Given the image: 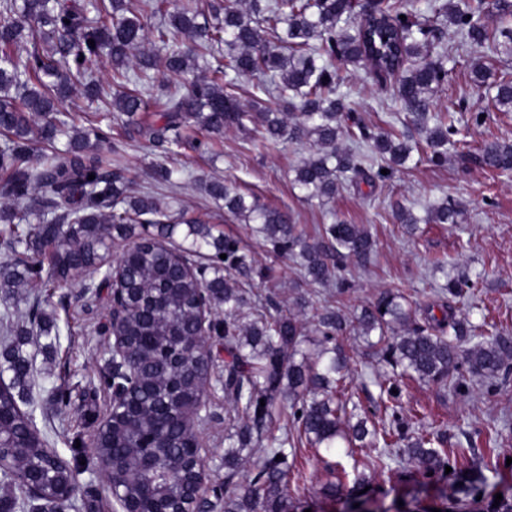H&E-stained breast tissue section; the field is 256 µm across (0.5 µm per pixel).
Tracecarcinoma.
<instances>
[{
	"label": "carcinoma",
	"mask_w": 512,
	"mask_h": 512,
	"mask_svg": "<svg viewBox=\"0 0 512 512\" xmlns=\"http://www.w3.org/2000/svg\"><path fill=\"white\" fill-rule=\"evenodd\" d=\"M419 0H0V234L9 238L11 258L0 265V289L23 280L60 288L94 271L104 259L105 234L135 246L127 260L131 291L123 331L128 362L138 367L139 418L116 419L97 441L96 452L112 459V476L135 499L150 486L163 498L176 499L195 474L184 457L188 437L184 416L200 387L212 377L213 364L179 369L176 338L195 333L194 305L199 284L224 307L218 336L224 344V398L236 416L224 438L222 512H288V451L294 437L269 432L277 402L288 398L299 435L315 448L357 449L383 445L388 458L412 464L419 472H445L461 449L441 447V439L410 431L396 410L400 380L412 378L460 388L459 368L488 386L512 372V336H478L451 304L441 315L420 308L397 288H385L360 312L345 316L329 308L314 311L320 349L303 350L305 332L299 313L284 312L272 299L248 288L253 276L273 278L272 268H258L249 250L234 237H215L207 212H174L149 194L133 195L124 170L110 166L96 152L107 139L100 123L112 118L141 147H161L177 154L188 146L208 148V141L186 139L194 127L206 134L226 128L249 130L264 141L289 139L317 150L295 168L294 184L308 199L328 201L362 182L392 179L414 154L430 152L443 164L458 133L451 112H436L435 91L448 75L445 24L457 27L476 50L512 58V0H457L417 6ZM406 19H400V16ZM94 43H88V40ZM30 44L20 50V44ZM149 42L154 50L145 52ZM111 66L110 81L96 80L102 59ZM369 69L379 83L395 82L408 133L384 130L357 119L343 123L348 106L340 92L336 64ZM252 81L253 103H241L240 79ZM165 87L158 112L162 125L144 121L151 92ZM112 113L97 112L88 126L77 127L61 111L76 88ZM494 108L512 111V73L494 83ZM65 141L64 148L56 143ZM380 158L377 168L368 155ZM480 163L512 169V144L484 146ZM387 169L384 175L381 170ZM94 179H88V176ZM224 212L260 225L259 231L277 257L297 266L301 280L331 288L341 304L351 290L350 263L368 264L376 240L365 224L338 220L322 226L310 239L297 231L288 214L256 197L247 198L216 179L200 180ZM400 224H460L465 209L446 197L432 202L424 215L395 204ZM186 227L180 248L185 259L209 253L197 277L184 275L170 258L167 244ZM226 258H220V255ZM47 278H42L43 264ZM473 284L447 276L440 294L460 296ZM374 351L381 368L392 373L381 388L391 419L372 428L358 413L346 380L356 368L343 355L340 340L349 333ZM26 339L18 337L5 357L10 383H0V406L12 411L3 435L5 463H19L36 481L42 504L28 500L21 478L4 476L17 491L0 502V512H64L73 497L62 489L76 487L70 463L50 458L48 440L33 426L32 414L19 406L30 377L23 355ZM265 405H260V402ZM159 413L165 424L166 449L160 468L146 470L141 461V431ZM267 447H261L262 443ZM259 453L254 471L240 488H229L243 455Z\"/></svg>",
	"instance_id": "cac0c4a2"
}]
</instances>
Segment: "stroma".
Instances as JSON below:
<instances>
[{
	"instance_id": "stroma-1",
	"label": "stroma",
	"mask_w": 512,
	"mask_h": 512,
	"mask_svg": "<svg viewBox=\"0 0 512 512\" xmlns=\"http://www.w3.org/2000/svg\"><path fill=\"white\" fill-rule=\"evenodd\" d=\"M446 38L452 49L448 78L435 96L434 108L454 112L461 145L443 165L424 156L387 183L373 188L364 184L348 187L323 204L304 200L293 183L295 168L312 150L308 144L284 140L270 145L228 128L223 135L212 137L209 153L186 148L168 157L159 150L142 149L122 130L111 127L98 149L103 155L120 158L132 190L151 185L158 199L172 207L211 212L214 233L240 239L257 266L273 268V280L254 279L253 288L261 294L278 293L281 306H288L290 298L299 293L308 295L317 307L323 305L324 297L311 286L300 285L293 262L269 253L252 224L225 214L223 203L201 189L200 179L217 178L243 194L260 196L268 205L288 212L311 238L322 225L337 220L369 225L377 241L376 254L368 266H350L353 288L345 299L346 311L361 309L379 290L391 287L420 305L432 303L434 285L426 265L432 257L444 255L454 263L456 274L477 280L474 288L455 299V306L469 312L473 323L485 321L512 332V176L478 163L484 144L512 143V112L493 110V91L489 84L474 81L471 66L476 55L455 26H448ZM341 90L351 111L368 124L385 129L403 114L392 87L380 85L365 69H355ZM485 111L489 119L474 126V113ZM162 162L180 170L181 179L174 186L153 185L152 169ZM443 196L465 207L466 223L422 224L410 234L393 217V203H404L419 214ZM35 303L52 316V347L26 345L33 386L20 406L33 412L37 427L48 435L60 457L81 456L76 498L86 505V512H115L117 505L92 447L97 424L110 401V393L101 383V368L109 357L105 333L108 295L103 292L83 298L75 284L43 288L28 282L16 288L13 298L0 299V310L15 309L18 323L25 325ZM345 348L358 364V380L365 386L360 400L368 417L381 416L371 350L350 341ZM400 388L399 404L410 424L424 422L429 430L444 434L448 447L464 449L465 456L456 469L443 476L425 477L404 466L391 479L370 471L366 474L369 489L363 493L351 475V458L302 440L288 457L291 512H432L444 498L454 496L464 467L483 474L480 493L486 504H493L499 495L512 499V377L492 388L470 381L457 391L409 379L403 380ZM61 389L69 395L68 405H57L54 400ZM229 409L221 386L212 385L209 416L198 431L207 449L206 468L214 486L224 482V417ZM340 466L346 471L341 481L336 478ZM338 481L343 484L340 494L326 495V487Z\"/></svg>"
}]
</instances>
